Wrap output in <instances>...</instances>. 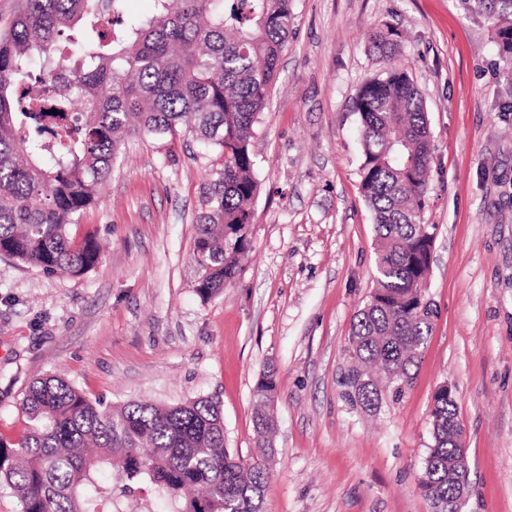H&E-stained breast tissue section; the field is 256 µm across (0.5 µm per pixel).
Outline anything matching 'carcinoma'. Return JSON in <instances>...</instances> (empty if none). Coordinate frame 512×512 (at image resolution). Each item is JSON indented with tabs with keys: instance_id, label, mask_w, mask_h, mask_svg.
Wrapping results in <instances>:
<instances>
[{
	"instance_id": "carcinoma-1",
	"label": "carcinoma",
	"mask_w": 512,
	"mask_h": 512,
	"mask_svg": "<svg viewBox=\"0 0 512 512\" xmlns=\"http://www.w3.org/2000/svg\"><path fill=\"white\" fill-rule=\"evenodd\" d=\"M123 2L23 0L0 35V255L47 274L90 270L101 247L76 242L70 226L96 202L126 138L184 129L202 155L222 158L196 224L197 292L207 300L238 278L250 249L253 127L294 27L293 0H154L145 19L124 17ZM472 2L512 57V0ZM63 40L76 50L69 62ZM372 47L389 67L361 85L352 109L376 282L354 316L337 380L342 398L365 413L411 389L437 317L423 287L435 230L423 220L433 159L426 106L398 63L393 30L376 32ZM276 389L269 367L252 391L258 448L245 460L224 446L217 395L114 406L60 376L39 378L21 400L26 431L0 437V485L20 512H112V488L98 475L116 469L125 487L146 484L178 502L176 512H262ZM431 426L419 488L437 512H461L455 437L463 425L446 383L434 393Z\"/></svg>"
}]
</instances>
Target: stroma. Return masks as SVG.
I'll return each instance as SVG.
<instances>
[{
	"instance_id": "stroma-1",
	"label": "stroma",
	"mask_w": 512,
	"mask_h": 512,
	"mask_svg": "<svg viewBox=\"0 0 512 512\" xmlns=\"http://www.w3.org/2000/svg\"><path fill=\"white\" fill-rule=\"evenodd\" d=\"M295 24L254 126L260 192L251 251L215 297L196 291V220L218 153L178 135L130 136L71 233L96 234L79 276L0 257V435L25 429L33 380L60 374L121 405L218 395L224 444L255 456L251 394L276 370L275 454L264 512H434L418 487L430 407L455 393L470 458L463 512H512V58L466 0H294ZM429 112L434 154L425 223L435 225L426 297L438 317L412 388L377 416L350 409L337 378L353 318L374 285V229L360 190L352 101L387 66L375 28ZM114 512L168 497L122 493Z\"/></svg>"
}]
</instances>
